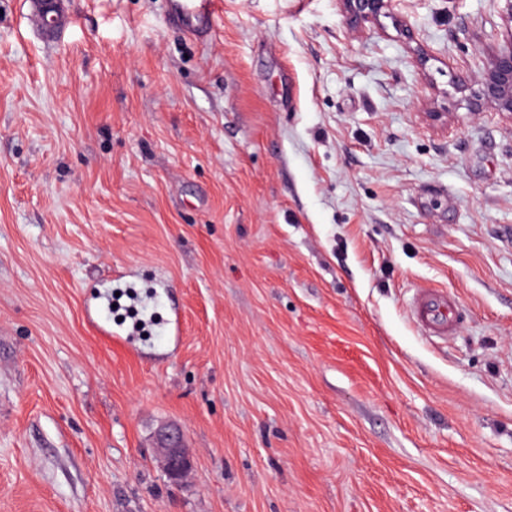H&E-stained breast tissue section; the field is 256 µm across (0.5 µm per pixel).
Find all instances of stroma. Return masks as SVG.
<instances>
[{
    "instance_id": "obj_1",
    "label": "stroma",
    "mask_w": 512,
    "mask_h": 512,
    "mask_svg": "<svg viewBox=\"0 0 512 512\" xmlns=\"http://www.w3.org/2000/svg\"><path fill=\"white\" fill-rule=\"evenodd\" d=\"M222 2L0 0V512H512V119L453 89L503 0ZM118 270L172 298L138 350ZM42 24L48 31H54L60 24V0H35ZM219 5L218 0H168V20L191 38L207 39L217 28ZM348 22L355 31L366 23H377L390 14L392 0H339ZM409 307L412 319L427 336L446 341L456 334L458 303L447 290L421 288L412 297ZM184 439L182 429L173 425L160 427L155 437L156 458L168 478L175 482L180 481L192 468Z\"/></svg>"
}]
</instances>
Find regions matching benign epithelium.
I'll list each match as a JSON object with an SVG mask.
<instances>
[{"instance_id": "benign-epithelium-1", "label": "benign epithelium", "mask_w": 512, "mask_h": 512, "mask_svg": "<svg viewBox=\"0 0 512 512\" xmlns=\"http://www.w3.org/2000/svg\"><path fill=\"white\" fill-rule=\"evenodd\" d=\"M348 22L356 31L367 23H377L390 14L392 0H339ZM42 24L53 31L60 24V0H35ZM468 110L479 114L487 107L512 118V35L498 48L491 50L478 73L465 76L455 85ZM182 429L164 425L155 437L156 458L168 478L181 480L192 468L184 447Z\"/></svg>"}]
</instances>
